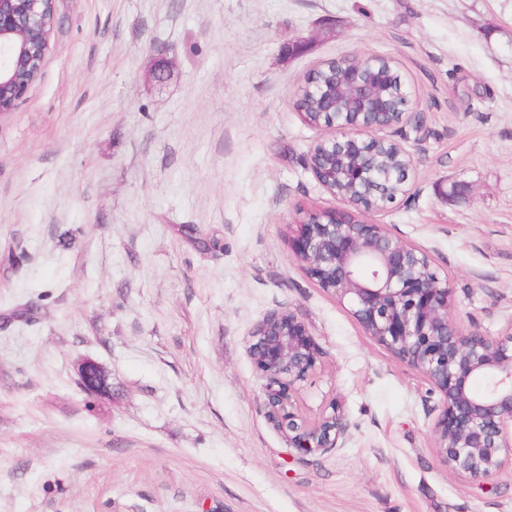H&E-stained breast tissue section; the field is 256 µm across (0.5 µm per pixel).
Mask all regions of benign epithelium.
I'll return each instance as SVG.
<instances>
[{
  "mask_svg": "<svg viewBox=\"0 0 512 512\" xmlns=\"http://www.w3.org/2000/svg\"><path fill=\"white\" fill-rule=\"evenodd\" d=\"M57 0H0V112H9L37 78L56 23ZM379 56L352 55L332 86L306 82L322 111L303 115L325 131L306 158L336 202L296 210L286 225L298 261L324 291L347 302L365 333L424 373L441 396L433 427L438 454L453 470L488 480L512 464V329L488 336L454 321L448 277L429 254L368 219L406 197L416 178L413 154L385 131L416 118L417 103L400 89L385 100L389 71ZM251 360L264 380L268 418L303 454L337 447L347 422L334 404L314 422L298 412V383L317 369L321 349L291 310L265 314L250 331ZM81 388L112 396L108 374L87 359Z\"/></svg>",
  "mask_w": 512,
  "mask_h": 512,
  "instance_id": "7a95c632",
  "label": "benign epithelium"
}]
</instances>
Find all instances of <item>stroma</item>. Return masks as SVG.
<instances>
[{
  "label": "stroma",
  "instance_id": "35a3bbf8",
  "mask_svg": "<svg viewBox=\"0 0 512 512\" xmlns=\"http://www.w3.org/2000/svg\"><path fill=\"white\" fill-rule=\"evenodd\" d=\"M41 71L0 114V512H512L443 463L441 399L304 272L286 226L333 206L293 95L322 63L392 58L422 128L412 195L373 213L428 252L453 316L512 328V0H57ZM167 67L157 82L154 64ZM24 261L9 265V252ZM292 310L337 402L302 456L248 353ZM86 359L112 396L88 397ZM78 377V383L84 391L91 392L98 398L112 396V388L107 383L109 376L96 361L91 359L83 361L78 369Z\"/></svg>",
  "mask_w": 512,
  "mask_h": 512
}]
</instances>
